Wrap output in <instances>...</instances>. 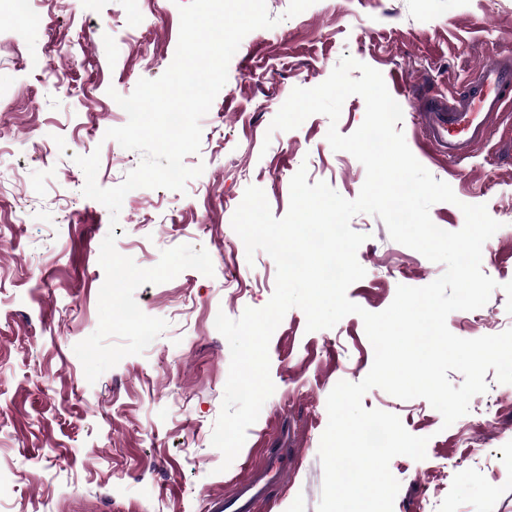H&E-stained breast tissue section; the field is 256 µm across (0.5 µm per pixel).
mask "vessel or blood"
Instances as JSON below:
<instances>
[{"instance_id": "b4317fda", "label": "vessel or blood", "mask_w": 512, "mask_h": 512, "mask_svg": "<svg viewBox=\"0 0 512 512\" xmlns=\"http://www.w3.org/2000/svg\"><path fill=\"white\" fill-rule=\"evenodd\" d=\"M512 100V56H498L480 66L465 93H455L418 112L427 140L450 162L472 157L493 138L506 101ZM288 467L282 457L269 459L265 468L236 481L224 496L211 499L208 512H256L269 494L270 481H283Z\"/></svg>"}]
</instances>
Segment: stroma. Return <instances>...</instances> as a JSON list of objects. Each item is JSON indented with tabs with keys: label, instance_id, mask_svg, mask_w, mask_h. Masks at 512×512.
<instances>
[{
	"label": "stroma",
	"instance_id": "obj_1",
	"mask_svg": "<svg viewBox=\"0 0 512 512\" xmlns=\"http://www.w3.org/2000/svg\"><path fill=\"white\" fill-rule=\"evenodd\" d=\"M48 2L69 53L50 47L43 29L19 22L15 0H0V235L8 239L0 246V512H207L210 498L278 448L292 451V465L258 512H317L327 397L339 381L368 374L373 347L359 315L310 332L304 313L290 309L269 343L275 390L222 468L211 438L231 355L210 312L236 319L264 307L276 279L266 252L247 257L233 214L255 185L283 218L302 167L309 183L356 199L365 168L331 148L325 115L270 132L292 90L319 85L350 56L380 71L390 95H449L478 65L512 53V0H316L291 18L290 0H266L277 26L242 40L201 120L200 151L184 159L203 173L181 191L145 188L125 197L115 227L108 209L84 196L74 158L99 152L104 188L138 166L141 153L105 133L127 121L117 96L171 64L179 9L174 0ZM31 54L46 56L69 91L29 70ZM402 111L398 128L408 147L457 197L431 206L433 223L460 230L466 203L486 205L501 224L481 259L498 287L483 307L452 312L449 330L473 339L512 328L502 289L512 282V151L492 142L451 165L424 142L417 111ZM350 225L366 237L357 251L366 274L347 296L364 310L383 311L398 285L421 287L445 271L393 241L377 216L360 213ZM110 232L117 251L140 267L187 244L208 251L214 274L187 269L138 288L140 309L168 326L142 354L91 383L74 347L98 326L100 246ZM485 380L486 394L473 396L468 413L448 427L425 399L401 400L379 388L364 395L365 408L395 414L410 434L429 439L424 460L390 462L400 483L393 512H512V385L491 371Z\"/></svg>",
	"mask_w": 512,
	"mask_h": 512
}]
</instances>
